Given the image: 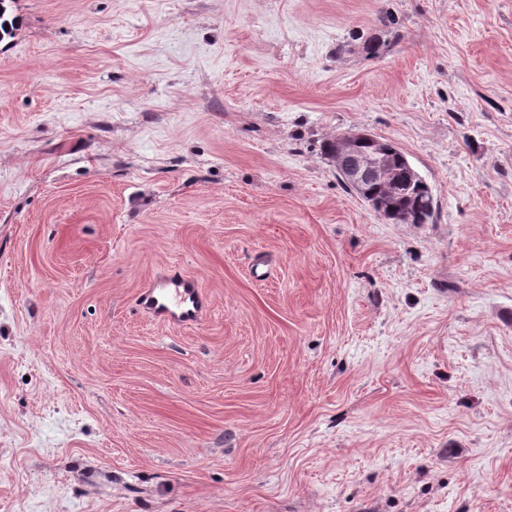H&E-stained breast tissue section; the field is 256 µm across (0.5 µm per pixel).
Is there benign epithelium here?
<instances>
[{"mask_svg":"<svg viewBox=\"0 0 512 512\" xmlns=\"http://www.w3.org/2000/svg\"><path fill=\"white\" fill-rule=\"evenodd\" d=\"M338 146L334 166L352 187L361 190L367 184L413 185L425 180L407 163L401 170L389 164L390 146L364 131L346 132L336 135ZM369 142L375 145L370 152H361L357 144Z\"/></svg>","mask_w":512,"mask_h":512,"instance_id":"7a95c632","label":"benign epithelium"}]
</instances>
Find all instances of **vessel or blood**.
Instances as JSON below:
<instances>
[{
	"label": "vessel or blood",
	"mask_w": 512,
	"mask_h": 512,
	"mask_svg": "<svg viewBox=\"0 0 512 512\" xmlns=\"http://www.w3.org/2000/svg\"><path fill=\"white\" fill-rule=\"evenodd\" d=\"M137 302L153 319L169 325H194L207 313V304L196 281L176 273L142 289Z\"/></svg>",
	"instance_id": "obj_1"
}]
</instances>
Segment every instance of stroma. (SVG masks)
I'll return each instance as SVG.
<instances>
[{"label":"stroma","instance_id":"1","mask_svg":"<svg viewBox=\"0 0 512 512\" xmlns=\"http://www.w3.org/2000/svg\"><path fill=\"white\" fill-rule=\"evenodd\" d=\"M0 512H512V0H15ZM391 141L430 224L345 189ZM178 272L192 326L138 293ZM336 138L338 146L334 166L345 181L357 190L361 191L367 184L402 186L413 185L415 182L426 183L409 162L401 170L389 164L391 150L388 142L364 131L341 133ZM362 142L377 146L371 152H361L356 144ZM345 181L342 180L346 188L357 193ZM358 195L367 201L364 195ZM137 302L153 319L169 325H195L207 313V304L196 281L176 273L142 289Z\"/></svg>","mask_w":512,"mask_h":512}]
</instances>
